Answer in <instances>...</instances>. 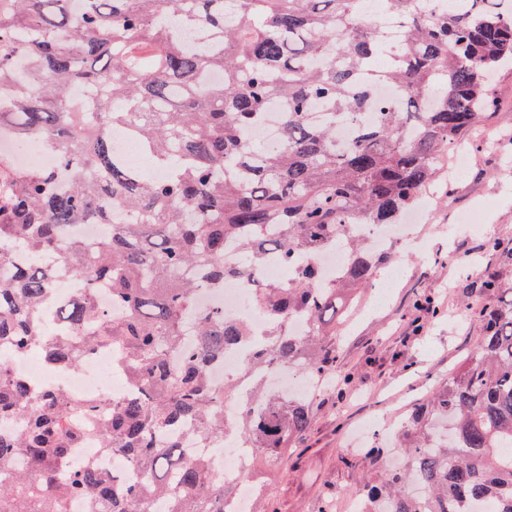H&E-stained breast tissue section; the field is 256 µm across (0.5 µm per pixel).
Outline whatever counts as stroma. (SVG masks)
Listing matches in <instances>:
<instances>
[{
    "mask_svg": "<svg viewBox=\"0 0 512 512\" xmlns=\"http://www.w3.org/2000/svg\"><path fill=\"white\" fill-rule=\"evenodd\" d=\"M493 118L476 132L465 175L438 182L416 225L424 249L407 255L405 273L380 306L364 292L340 329V355L351 381L317 391V419L268 482L275 512H321L342 504L372 469L351 436L370 419L396 425L407 410L469 356L481 334L474 310L486 268L484 244L512 239V69L492 81ZM432 297L441 312L422 317L414 302Z\"/></svg>",
    "mask_w": 512,
    "mask_h": 512,
    "instance_id": "1",
    "label": "stroma"
}]
</instances>
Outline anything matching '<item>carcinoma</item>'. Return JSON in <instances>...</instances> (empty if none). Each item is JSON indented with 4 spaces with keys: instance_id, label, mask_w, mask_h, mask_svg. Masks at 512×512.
Instances as JSON below:
<instances>
[{
    "instance_id": "carcinoma-1",
    "label": "carcinoma",
    "mask_w": 512,
    "mask_h": 512,
    "mask_svg": "<svg viewBox=\"0 0 512 512\" xmlns=\"http://www.w3.org/2000/svg\"><path fill=\"white\" fill-rule=\"evenodd\" d=\"M0 0V126L35 139L57 158L53 170L21 171L0 154V345L40 348L69 367L100 345L116 350L137 396L76 403L13 377L0 363V512H224L226 489L208 463L185 461L173 431L192 423L202 445L224 437L258 450L254 468L276 470L315 420L314 402L283 397L260 374L281 368L302 377L341 378L336 319L354 292L373 286L382 252L347 238L352 224H401L436 178L448 149L464 141L495 107L491 79L512 64V0H385L403 38L387 42L381 25L360 16L362 0ZM198 28L207 44L192 51L163 24ZM27 79L16 78V59ZM217 70L209 93L198 76ZM392 84L399 107L381 98ZM95 88V111L72 99ZM282 112L279 144L245 137L270 104ZM366 103L378 122L348 146L336 120ZM328 109L330 121L311 112ZM166 172L157 181L118 155L116 131ZM129 212L112 223V208ZM112 231L84 263L81 240H61L75 224ZM244 262L224 268V247ZM343 243L347 263L322 281L315 258ZM26 263L12 261L13 250ZM512 242L485 244L481 288L493 297L478 312L474 354L448 382L413 408L393 440L400 460L360 488L363 512H512V277L498 267ZM297 267L288 280L261 278L268 257ZM82 279L83 296L55 311L56 280ZM230 279L247 284L267 326L202 310L196 297ZM110 287L116 317L99 307ZM305 318L295 336L288 322ZM195 342L183 336L187 321ZM248 351L244 373L253 399L226 424L224 393L210 387L213 363L230 348ZM94 440L129 458L122 480L70 464Z\"/></svg>"
}]
</instances>
